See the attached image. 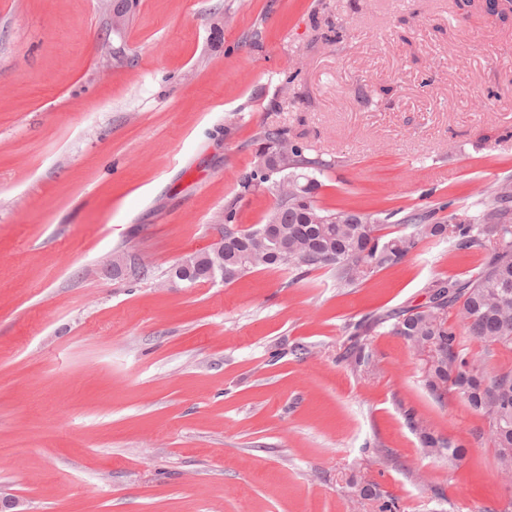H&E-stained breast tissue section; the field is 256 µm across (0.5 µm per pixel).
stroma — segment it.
I'll return each mask as SVG.
<instances>
[{"label":"stroma","instance_id":"obj_1","mask_svg":"<svg viewBox=\"0 0 512 512\" xmlns=\"http://www.w3.org/2000/svg\"><path fill=\"white\" fill-rule=\"evenodd\" d=\"M338 157L319 205L476 213L512 178V20L456 0H0V494L22 512H512L487 423L436 399L389 325L481 252L169 282L234 205L265 128ZM135 256L147 278L108 265ZM303 354H296V347ZM461 442L424 454L403 412ZM356 332L351 336L350 344L346 351V357L356 369H369L372 358L366 352V343Z\"/></svg>","mask_w":512,"mask_h":512}]
</instances>
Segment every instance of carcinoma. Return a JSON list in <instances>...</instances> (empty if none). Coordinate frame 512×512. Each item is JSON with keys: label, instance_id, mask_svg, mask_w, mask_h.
Listing matches in <instances>:
<instances>
[{"label": "carcinoma", "instance_id": "obj_1", "mask_svg": "<svg viewBox=\"0 0 512 512\" xmlns=\"http://www.w3.org/2000/svg\"><path fill=\"white\" fill-rule=\"evenodd\" d=\"M481 8L506 22L512 0H484ZM259 141L252 169L239 186L244 193L263 187L275 202L265 223L249 229H238L233 207L224 210V266L236 270L226 284L259 269H286L298 283L310 272L328 268L336 288H357L424 242L448 240L458 250L491 254L486 265L465 279L432 281L424 305L376 315L373 323L391 322L394 334L426 355L425 386L435 398L453 392L484 418L500 473L511 482L512 368L487 376L461 336L475 337L488 350L512 351V180L488 187L482 210L464 221L458 220V211H447L448 203L414 209L402 219L404 229L389 232L379 212L327 209L317 203L319 177L341 166V158L309 157L278 128L262 130ZM277 150L288 155L286 188L280 172L262 165V156ZM346 357L356 369H367L372 362L357 333L351 336ZM409 422L426 454L453 461L464 453L462 445L434 434L422 419L412 415Z\"/></svg>", "mask_w": 512, "mask_h": 512}]
</instances>
